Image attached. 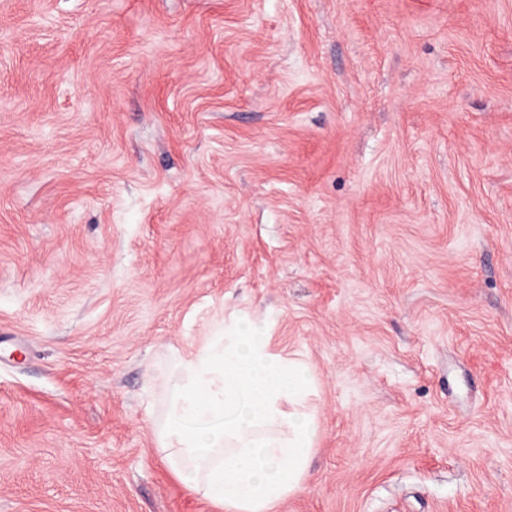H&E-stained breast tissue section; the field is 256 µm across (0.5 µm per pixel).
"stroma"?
Returning a JSON list of instances; mask_svg holds the SVG:
<instances>
[{
	"instance_id": "obj_1",
	"label": "stroma",
	"mask_w": 512,
	"mask_h": 512,
	"mask_svg": "<svg viewBox=\"0 0 512 512\" xmlns=\"http://www.w3.org/2000/svg\"><path fill=\"white\" fill-rule=\"evenodd\" d=\"M238 315L275 512H512V0H0V512H223L158 375Z\"/></svg>"
}]
</instances>
